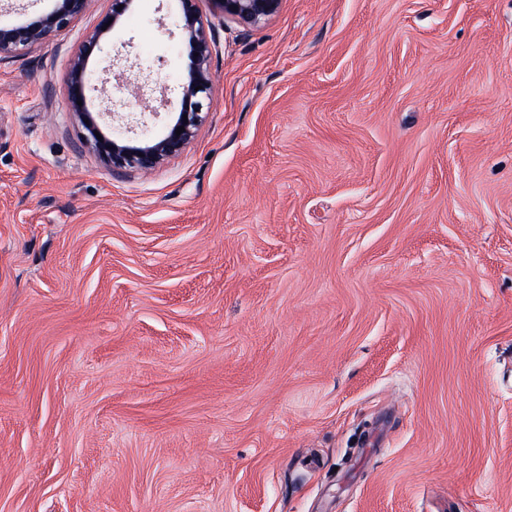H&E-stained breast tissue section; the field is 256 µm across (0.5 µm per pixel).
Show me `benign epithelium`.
<instances>
[{"label": "benign epithelium", "mask_w": 512, "mask_h": 512, "mask_svg": "<svg viewBox=\"0 0 512 512\" xmlns=\"http://www.w3.org/2000/svg\"><path fill=\"white\" fill-rule=\"evenodd\" d=\"M56 7L20 24L0 25V61L25 53L56 32L66 29L71 22L86 11L91 0H56ZM179 12L175 27L189 46L191 68L188 80L178 85L177 99L170 98L171 87L160 88L159 107H171L176 117L167 126L163 136L146 138L133 144L123 138H115L103 131L97 116L92 112V101L87 92L97 90L92 74L87 69L88 59L109 31L121 20L131 0H112V10L105 14L90 33L78 56L74 59L68 85V107L81 128L84 145L104 163L114 169H133L150 172L168 159L180 154L193 140L205 120L204 109L212 103L213 74L210 60L216 46L214 26L203 18L196 7V0H179ZM225 17L242 24L257 26L273 15L280 0H213ZM200 90H195V87ZM184 132L176 134V129Z\"/></svg>", "instance_id": "obj_1"}]
</instances>
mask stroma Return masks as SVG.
<instances>
[{"instance_id": "obj_1", "label": "stroma", "mask_w": 512, "mask_h": 512, "mask_svg": "<svg viewBox=\"0 0 512 512\" xmlns=\"http://www.w3.org/2000/svg\"><path fill=\"white\" fill-rule=\"evenodd\" d=\"M196 6L212 104L147 174L67 106L111 0L0 61V512H512V0ZM177 11L94 79L186 81ZM216 8L224 17L239 23L257 26L273 15L280 0H213Z\"/></svg>"}]
</instances>
